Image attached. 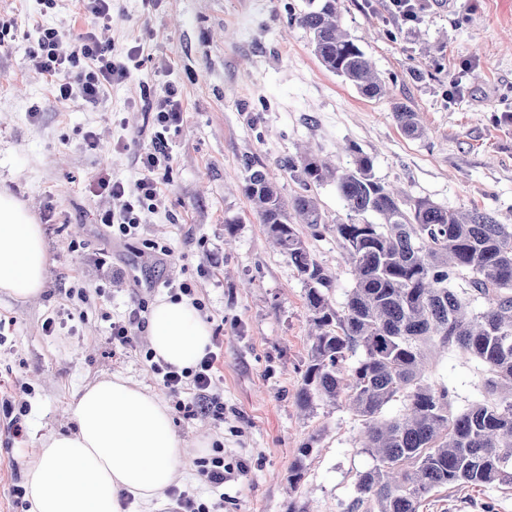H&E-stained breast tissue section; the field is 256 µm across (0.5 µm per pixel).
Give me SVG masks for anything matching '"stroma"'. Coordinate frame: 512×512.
I'll return each instance as SVG.
<instances>
[{
	"instance_id": "obj_1",
	"label": "stroma",
	"mask_w": 512,
	"mask_h": 512,
	"mask_svg": "<svg viewBox=\"0 0 512 512\" xmlns=\"http://www.w3.org/2000/svg\"><path fill=\"white\" fill-rule=\"evenodd\" d=\"M304 0H112L115 61L143 44L132 77L95 106L61 104L28 59V30L69 29L71 0L40 14L32 0H0V193L23 202L43 224L51 259L33 300L0 295V396L29 384L23 431L0 420V512H25L16 487L42 436L68 434V411L83 386L119 373L174 398L145 359V347L112 342L110 326L151 307L169 284L190 282L223 360L214 393L224 419L172 413L186 442L220 444L233 466L223 489L201 484L195 461L176 475L179 489L211 512H347L360 473L374 458L362 448L361 418L297 391L310 354L311 314L304 285L244 195V163H262L284 198L315 195L329 221L347 210L335 182L303 185L283 162L303 148L347 165L348 145L374 161V173L448 209L476 207L512 224V0H422L418 21L395 19L386 0H342L340 22L372 59L391 97L367 98L318 60L305 30L288 21ZM171 83L183 107L167 132L173 161L166 197L145 213L135 237L114 239L97 214L107 209L90 185L99 173L131 185L137 155L155 132L143 85ZM419 113L426 134L404 136L393 101ZM96 133L100 147L86 149ZM334 278L343 306L354 285L332 234L308 238ZM167 247L161 255L159 247ZM84 289L86 299L68 297ZM54 332H46V319ZM430 382L453 390L454 412L481 401L484 371L474 356L444 349L429 360ZM308 456H301L304 443ZM206 449V456L214 451ZM303 478L289 486L294 463ZM419 512H512V484L441 488Z\"/></svg>"
}]
</instances>
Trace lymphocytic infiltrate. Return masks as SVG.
Segmentation results:
<instances>
[{"label": "lymphocytic infiltrate", "mask_w": 512, "mask_h": 512, "mask_svg": "<svg viewBox=\"0 0 512 512\" xmlns=\"http://www.w3.org/2000/svg\"><path fill=\"white\" fill-rule=\"evenodd\" d=\"M76 9L86 27L65 33L58 28L41 25L30 36L28 55L36 69L52 84L57 98L68 101L82 99L97 105L108 86L127 81L131 76L130 61L143 52L141 46H133L128 52V63H118L112 58V44L99 37L97 27H109L112 22V0H75ZM171 154L164 135L138 156L139 177L134 185L102 174L92 185L95 196L118 201V208L103 210L100 221L111 228L113 235L126 238L137 234L145 212L157 209L163 198L160 173L168 168ZM146 360L154 364V372L160 373L165 388L175 395L177 409L185 404L179 395L185 387H192L195 408L200 415L220 422L224 419V405L211 396L209 388L222 359L221 353L210 351L199 361L196 368L177 370L174 366H161L153 361V353H146Z\"/></svg>", "instance_id": "f902f5d3"}]
</instances>
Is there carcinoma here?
Masks as SVG:
<instances>
[{
    "label": "carcinoma",
    "mask_w": 512,
    "mask_h": 512,
    "mask_svg": "<svg viewBox=\"0 0 512 512\" xmlns=\"http://www.w3.org/2000/svg\"><path fill=\"white\" fill-rule=\"evenodd\" d=\"M340 2L307 0L290 20L309 34L327 70L363 96L380 97L385 82L342 28ZM393 112L406 137L424 136L407 105L396 102ZM347 152L345 167L313 154L288 158V171L302 181L336 182L348 210L342 222L328 223L314 195L284 199L256 162L245 163L243 192L304 283L317 330L298 401L305 408L316 397L346 405L362 418V447L377 461L359 475L348 512H418L444 486L512 484V225L476 209L412 201L376 178L368 155L354 145ZM300 224L314 237L333 234L351 266L355 286L340 309L332 302L333 278L314 259ZM453 277L466 287H448ZM470 289L489 299L479 313L469 310ZM435 343L480 360L481 402L450 412V390L424 374L426 348ZM399 399L402 412L384 417Z\"/></svg>",
    "instance_id": "carcinoma-1"
}]
</instances>
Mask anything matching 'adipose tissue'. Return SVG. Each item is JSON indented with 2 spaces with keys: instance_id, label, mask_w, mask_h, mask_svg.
<instances>
[{
  "instance_id": "1",
  "label": "adipose tissue",
  "mask_w": 512,
  "mask_h": 512,
  "mask_svg": "<svg viewBox=\"0 0 512 512\" xmlns=\"http://www.w3.org/2000/svg\"><path fill=\"white\" fill-rule=\"evenodd\" d=\"M49 267L42 225L0 193V294L37 298ZM146 331L155 361L180 369L195 366L211 344L209 324L185 297L156 299ZM69 412L75 432L46 436L25 463L29 512H154L191 450L159 395L116 373L83 387Z\"/></svg>"
}]
</instances>
